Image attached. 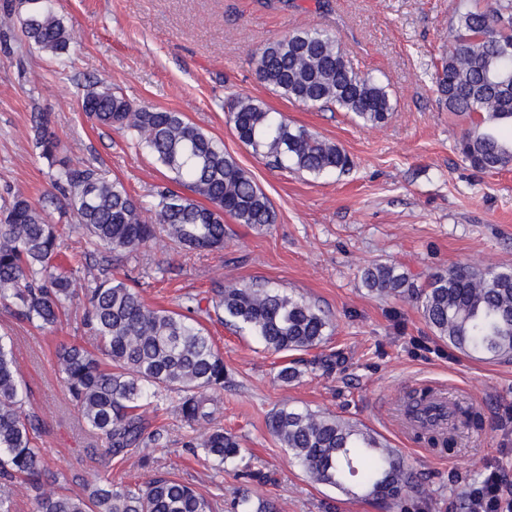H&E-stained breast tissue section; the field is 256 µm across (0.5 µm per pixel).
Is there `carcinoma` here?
Instances as JSON below:
<instances>
[{"label": "carcinoma", "mask_w": 512, "mask_h": 512, "mask_svg": "<svg viewBox=\"0 0 512 512\" xmlns=\"http://www.w3.org/2000/svg\"><path fill=\"white\" fill-rule=\"evenodd\" d=\"M13 15L28 43L55 56L68 50L69 30L55 0H19ZM449 40L436 83L448 111L470 119L459 152L481 171L512 168V136L495 132L504 127L512 133V0H490L484 7L479 0H465L451 18ZM253 64L259 80L292 103L336 107L371 126L384 123L393 111L386 86L357 72L330 30H292L260 48ZM81 108L94 123L137 139L170 181L144 207L123 182L97 167L57 159L48 114L38 113L40 156L57 167L53 186L78 220L73 230L90 246L117 258L129 256L161 224L178 244L214 251L224 248L226 214L258 230L275 222L270 199L249 172L182 113L134 103L98 80L86 86ZM224 111L237 139L277 167L314 175L350 169L341 147L292 126L282 113L251 97L229 96ZM65 234L44 205L14 196L0 212V305L51 330L66 320L76 295L82 296L95 350L63 343L57 363L72 406L86 428L104 440L108 459L158 447L164 436L158 419L173 394L188 426L211 419L207 392L224 389L228 373L212 336L194 316V298H185L182 311L151 307L134 285L117 276L96 278L79 293L73 270L59 263ZM362 282L380 296L412 295L436 335L458 350L493 360L512 358V268L459 265L429 275L417 290L405 272L381 264L365 269ZM212 308L218 319L257 337L275 354L309 351L328 336L329 320L321 309L278 288L229 283L216 290ZM27 398L12 345L0 336V478L19 479L35 491L37 512H220L216 498L162 473L135 486L100 483L86 496L41 493L50 474L39 446L43 422L24 409ZM428 400L425 393L409 396L406 416L428 424L431 446L449 447L452 437L434 430L443 414L423 405ZM269 428L317 484L385 504L418 492V475L404 456L350 421L281 407L271 414ZM185 447L201 449L216 462L219 475L244 452L239 439L222 427L202 440L189 438ZM234 506L236 512H272L267 501L254 500L243 487Z\"/></svg>", "instance_id": "carcinoma-1"}]
</instances>
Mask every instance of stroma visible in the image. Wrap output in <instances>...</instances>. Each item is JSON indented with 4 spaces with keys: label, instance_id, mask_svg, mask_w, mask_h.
Instances as JSON below:
<instances>
[{
    "label": "stroma",
    "instance_id": "35a3bbf8",
    "mask_svg": "<svg viewBox=\"0 0 512 512\" xmlns=\"http://www.w3.org/2000/svg\"><path fill=\"white\" fill-rule=\"evenodd\" d=\"M296 2L283 10L261 0H58L70 33L63 61L0 29V208L17 194L42 202L53 191L54 170L35 145L39 112L51 117L59 158L94 164L147 203L166 183L167 171L133 137L82 112L83 89L98 77L131 101L184 113L251 174L276 214L263 231L225 217L220 252L183 250L160 229L116 262L119 273L138 280L148 305L177 310L185 297L197 298V317L230 377L209 394L212 420L195 427L169 399L164 438L150 451L153 468L135 454L108 460L101 439L75 419L55 348L62 341L94 348L82 304L54 331L18 322L0 307V334L14 340L28 406L46 427L48 466L69 476L72 492L106 480L138 484L156 469L215 494L211 461L183 442L221 426L240 440L244 465L264 474L247 486L274 512H383L308 479L270 431V413L283 406L356 422L399 449L420 474L422 491L390 512H469L462 491L493 469L512 485V359L485 361L455 349L411 298L377 296L360 278L366 267L394 265L421 289L429 273L458 265L512 267V169L484 173L463 159L457 142L469 121L449 112L437 90L436 65L460 0H329L324 9L317 0ZM300 27L334 30L354 67L387 87L393 110L385 123L363 126L338 109L292 103L259 81L252 64L258 49ZM234 93L337 143L350 170L316 177L254 154L227 122L224 102ZM229 279L282 289L331 319L330 336L303 354L293 381L277 378L284 356L208 319L212 297ZM422 385L446 388L483 415L481 429L457 432L444 461L403 433L399 400Z\"/></svg>",
    "mask_w": 512,
    "mask_h": 512
}]
</instances>
